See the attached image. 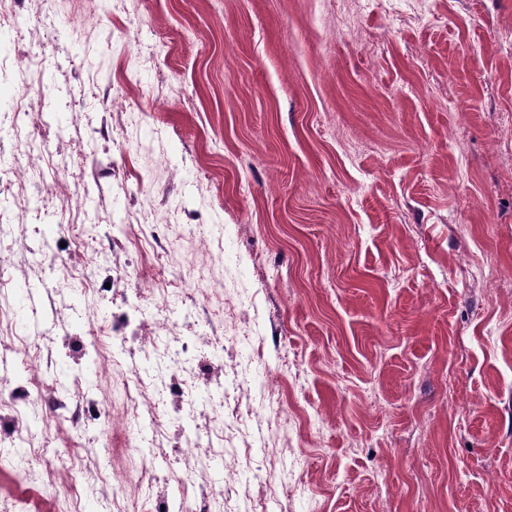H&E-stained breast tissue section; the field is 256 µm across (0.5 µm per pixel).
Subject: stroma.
Here are the masks:
<instances>
[{
    "label": "stroma",
    "mask_w": 512,
    "mask_h": 512,
    "mask_svg": "<svg viewBox=\"0 0 512 512\" xmlns=\"http://www.w3.org/2000/svg\"><path fill=\"white\" fill-rule=\"evenodd\" d=\"M25 24L0 41V110L14 63L49 46L53 104L32 96L34 142L68 166L44 194L71 202L48 220L13 170L42 163L0 136L14 219L0 249V420L30 409L43 455L84 451L42 485L37 460L0 445V512H113L123 489L150 512L175 493L167 475L210 459V478L251 448L258 478L237 498L278 492L270 512H512V0H22ZM139 23L136 56L121 32ZM95 191L76 202L77 186ZM157 254L134 249L144 225ZM224 227L222 239L213 225ZM107 254L90 286L84 246ZM201 279L199 304L244 298L233 327L191 313L183 296L147 318L186 347L182 380L247 407L265 371L283 378L226 453L207 442L171 453L164 419L140 486L123 383L133 363L96 364L81 329L111 320L143 269ZM37 328L38 365L66 400L57 418L25 379L17 335ZM89 494L71 503V481Z\"/></svg>",
    "instance_id": "obj_1"
}]
</instances>
